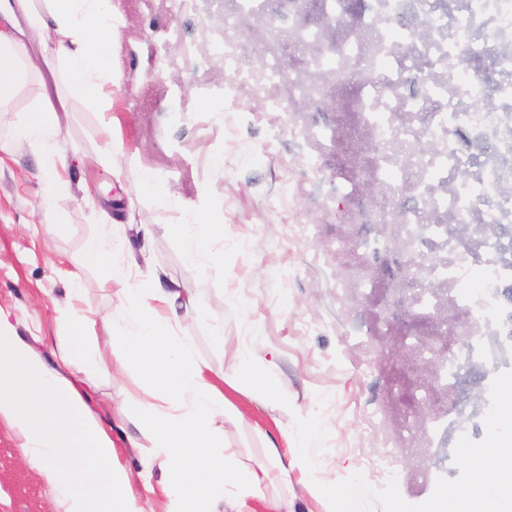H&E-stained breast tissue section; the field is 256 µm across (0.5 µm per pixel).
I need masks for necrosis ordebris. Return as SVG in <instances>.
<instances>
[{
  "label": "necrosis or debris",
  "instance_id": "obj_1",
  "mask_svg": "<svg viewBox=\"0 0 512 512\" xmlns=\"http://www.w3.org/2000/svg\"><path fill=\"white\" fill-rule=\"evenodd\" d=\"M268 0H236L224 22L219 48L224 66L245 82L233 30L253 28ZM314 17H302L303 0H279L288 20L280 40L296 32L306 70L340 77L333 94L336 121L311 122L305 112L288 115V131L318 169L336 168L346 187L329 191L339 204L336 234L341 305L375 295L386 270L401 263L413 317L433 323L443 303L458 313L451 360L438 379L456 391L462 372L479 366L489 381L512 372V238L495 228L512 225V0H364L354 24H342L346 0H315ZM337 20L334 50H325L321 17ZM426 19L429 37L416 35ZM472 68L456 74L460 57ZM486 103H477L479 89ZM398 224L415 240L410 254L389 251L377 228ZM486 225L485 234L460 244L449 227ZM480 275L479 288L460 285ZM446 283L447 298L423 288L422 278ZM374 422L384 452L366 461L375 489L400 477L396 460L413 453L415 479L437 486L461 480L455 459L441 452L428 422H395L390 405Z\"/></svg>",
  "mask_w": 512,
  "mask_h": 512
}]
</instances>
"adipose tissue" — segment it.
<instances>
[{
  "label": "adipose tissue",
  "instance_id": "obj_1",
  "mask_svg": "<svg viewBox=\"0 0 512 512\" xmlns=\"http://www.w3.org/2000/svg\"><path fill=\"white\" fill-rule=\"evenodd\" d=\"M115 15L112 0H0V112L9 111L16 96L32 80L52 76L65 98L86 102L108 99L117 75L112 67ZM59 112L48 89H41L25 119L0 139V150L23 142L46 156L41 188L44 204L68 188L58 174L66 167L71 146L57 139ZM189 257L214 254L224 242V212L197 205L192 219L175 225ZM86 256L109 264L113 279L124 287L118 309L131 327L112 331L103 319V345L121 366L139 369L147 383L142 396L121 401L122 417L150 435L155 448L149 468L131 476L104 425L89 411L61 368L82 369L96 352L86 336L87 315L70 306L60 368L48 366L29 345L0 323V418L21 441L39 476L58 493L62 512H156V494L166 499L165 512H255L264 497L270 469L282 480L306 475L304 490L325 498L327 512H344L345 500L335 483L319 474L307 449L282 457L269 444L273 468L248 469L224 446L221 423L228 411L211 368L196 359L187 337L177 335L179 310H193L197 295H183L154 268L141 250L151 283L129 287L127 267L113 263L111 242L88 244ZM500 471L480 489L460 488L441 495L431 512H512V463L499 460ZM163 478L151 483V468Z\"/></svg>",
  "mask_w": 512,
  "mask_h": 512
}]
</instances>
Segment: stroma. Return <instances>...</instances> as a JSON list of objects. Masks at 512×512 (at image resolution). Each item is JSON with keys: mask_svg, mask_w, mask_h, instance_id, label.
Masks as SVG:
<instances>
[{"mask_svg": "<svg viewBox=\"0 0 512 512\" xmlns=\"http://www.w3.org/2000/svg\"><path fill=\"white\" fill-rule=\"evenodd\" d=\"M121 25L113 45L119 80L110 110L73 102L60 118L59 138L87 156L70 163L69 189L41 203L38 159L23 146L0 151V317L48 365L57 366L62 312L79 286L80 307L100 335L101 318L114 315L120 286L107 267L87 262V243L112 237L118 263L148 247L166 280L199 306L183 321L195 356L223 372L220 388L232 411L224 445L247 467L269 465L268 442L305 448L324 477L335 481L347 512H429L432 485L394 492H353L366 457L379 454L372 414L388 401L390 379L376 352L349 331L336 295L339 216L324 208L321 186L333 172H317L288 135V111L266 100L288 99L289 109L332 121L336 105L310 101L263 79L267 48L252 33L234 34L247 46L250 79L235 85L216 44L224 38L230 0H112ZM119 150L114 169L90 163L106 141ZM179 198L163 211L140 191L146 175ZM224 209V249L216 263H193L169 230L186 220V205L201 194ZM56 233H48L51 224ZM154 228L149 243L133 224ZM79 282H72V272ZM223 330V344L212 338ZM253 350L273 363L274 396L256 392L241 368ZM68 378L112 435L119 460L138 472L153 454L147 434L116 416L117 393L141 395L134 368L117 370L114 357ZM55 495L37 478L10 424L0 418V512H49Z\"/></svg>", "mask_w": 512, "mask_h": 512, "instance_id": "obj_1", "label": "stroma"}]
</instances>
